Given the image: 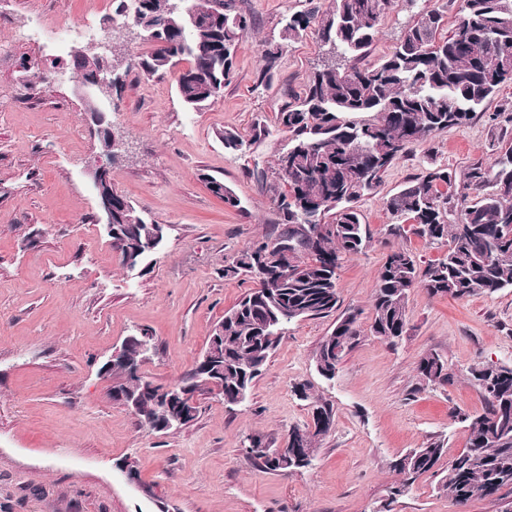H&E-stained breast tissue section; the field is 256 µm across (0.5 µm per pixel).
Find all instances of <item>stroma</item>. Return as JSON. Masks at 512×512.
<instances>
[{
  "label": "stroma",
  "instance_id": "1",
  "mask_svg": "<svg viewBox=\"0 0 512 512\" xmlns=\"http://www.w3.org/2000/svg\"><path fill=\"white\" fill-rule=\"evenodd\" d=\"M254 19L235 58V77L206 109L187 111L173 76L133 68L121 90L98 97L128 150L112 167V185L141 216L161 225L159 247L128 267L112 246L90 175L100 146L83 79L71 59L100 50L145 56L147 41L116 16L113 0H0V512H512V490L460 506L441 476L426 473L390 500L402 477L392 464L429 437L443 439L441 466L467 446L462 417L482 410L471 367L512 363V288L455 300L409 296L407 326L396 345L370 332L372 296L390 248L408 249L425 266L443 254L422 238L390 235L385 201L429 167L462 169L492 162L501 144L490 103L464 127L412 145L384 174L377 192L356 204L372 239L337 271L341 307L358 316L361 335L333 380L313 356L335 316L289 325L246 400L227 408L198 396L193 421L168 433L140 425L113 401L101 367L126 337L146 329L154 349L140 373L174 385L201 359L226 310L253 287L225 265L277 231L273 175L287 142L277 114L321 64L315 31L285 48L277 77L256 86L265 42L304 0H236ZM462 0H395L368 56L393 51L423 10L440 9L438 37L450 35ZM80 23L91 38L64 35ZM267 129L243 154L225 150L233 128ZM224 180L241 200L232 208L207 177ZM438 353L447 384L420 387L415 366ZM307 384L308 399L296 386ZM333 409L334 424L312 467L270 472L247 454L252 439L281 448L311 418V402ZM133 465L136 478L125 467Z\"/></svg>",
  "mask_w": 512,
  "mask_h": 512
}]
</instances>
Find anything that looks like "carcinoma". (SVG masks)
<instances>
[{"label": "carcinoma", "mask_w": 512, "mask_h": 512, "mask_svg": "<svg viewBox=\"0 0 512 512\" xmlns=\"http://www.w3.org/2000/svg\"><path fill=\"white\" fill-rule=\"evenodd\" d=\"M113 2L116 15L152 45L137 66L148 77L175 75L178 97L187 109H203L231 83L238 46L253 26L235 0ZM378 2L328 0L323 11L317 0H306L308 7L285 17L278 39L264 45L258 87L273 81L285 47L314 24L328 57L304 91L278 112V125L287 133L286 148L274 167L288 187L277 203L278 223L285 228L224 266V276L245 274L256 286L216 325L224 330V354L215 381L200 376L197 368L181 381L192 397L214 393L228 406L240 404L287 325L336 312V270L371 239L355 203L376 192L387 169L413 144L465 126L512 82V68L496 65L501 55L512 57V0H462L460 24L444 39L437 38L443 13L422 12L392 53L363 65L379 34L383 13ZM183 60L188 66L180 69ZM262 132L246 139L226 129L224 148L244 151ZM207 185L224 204L240 205L224 181L211 178ZM386 207L409 223L413 234L448 250L424 269L403 248L386 255L374 286V335L390 344L403 336L409 294L416 288L453 299L512 288V146L489 165L477 159L459 172L430 168L390 196ZM285 240L295 244L291 258L281 254ZM358 337L357 315H343L315 351L318 374L332 379ZM126 356L129 366L112 370L117 379L112 391L136 396L148 389L136 412L146 427L144 416L169 387L134 374L146 356L138 341L128 340ZM416 373L427 385L448 382L447 365L433 352L419 359ZM470 378L485 407L462 417L468 423V445L443 476V487L462 506L512 489V364L473 367ZM314 411L323 426L304 434L288 455L315 458L320 437L333 427V410L318 403ZM443 454L444 441L430 437L395 461L403 482L392 495L435 471ZM251 459L274 472L299 469L264 454Z\"/></svg>", "instance_id": "carcinoma-1"}]
</instances>
